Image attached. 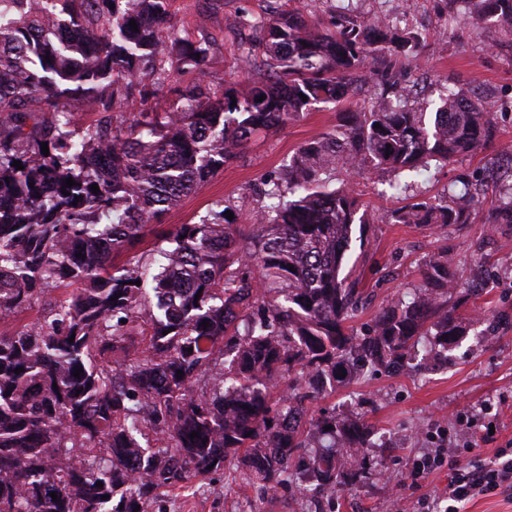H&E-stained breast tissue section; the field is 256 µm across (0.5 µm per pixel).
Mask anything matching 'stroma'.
Segmentation results:
<instances>
[{"label": "stroma", "instance_id": "35a3bbf8", "mask_svg": "<svg viewBox=\"0 0 512 512\" xmlns=\"http://www.w3.org/2000/svg\"><path fill=\"white\" fill-rule=\"evenodd\" d=\"M358 21L378 12L413 28L426 43L416 58L412 78L416 106L438 98L443 82L485 105L496 107V131L476 155L445 166L430 167L414 176L421 197L444 192L463 172L480 179L485 193L495 188L487 168L512 159V38L497 28L475 29L449 24L445 0H356ZM292 9L309 22L325 25L336 13V0H173L179 28L208 41L206 79L211 87L243 82L247 73L242 53L257 40L253 16ZM337 109L323 104L287 125L260 133L241 156L220 169L213 179L150 224L146 245L179 224H197L230 205L239 226L251 230V215L264 203L259 190L264 178L288 163L305 141L332 129ZM389 174L364 173L356 190L372 222L364 248H352L367 303L355 321L365 329L389 303L406 295L420 280L423 263L435 252L447 251L461 281L479 290L467 304L481 312L447 354L413 362L411 371L390 375L366 373L346 386L307 402V413L319 416L337 410L361 417L382 436V447L370 449L373 476L316 500H294L287 492L265 496L234 482L232 469L191 478L163 490L153 512H448L441 491L448 468L486 466L497 449L512 444V224H489L486 211L472 212L467 224L440 230L426 224H397L393 209L399 196H387ZM456 427L458 450L446 455L444 466L429 474L413 472L415 460L430 453L449 429Z\"/></svg>", "mask_w": 512, "mask_h": 512}]
</instances>
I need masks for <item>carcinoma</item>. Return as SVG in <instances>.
<instances>
[{
    "mask_svg": "<svg viewBox=\"0 0 512 512\" xmlns=\"http://www.w3.org/2000/svg\"><path fill=\"white\" fill-rule=\"evenodd\" d=\"M460 2L474 28L512 37V0ZM171 7L0 0V321L51 285L83 284L49 314L0 332V512H148L161 489L224 469L232 451L241 480L265 491L288 476L307 498L357 484L371 472L373 428L334 413L309 422L305 402L364 372L399 374L471 322L445 307L458 283L440 252L409 299L355 330L363 291L345 263L354 226L369 218L351 188L330 180L476 154L492 138L493 109L451 86L432 117L405 106L400 64L420 38L381 16L339 14L323 30L296 12L256 16L244 63L263 76L215 91L206 41L180 36ZM175 73L193 82L159 111L151 100ZM361 77L375 87L371 101L339 113L264 180L269 204L253 232L227 219L226 206L175 227L172 247L115 265L252 136L317 104H343ZM77 102L96 115L85 127ZM476 204L461 178L392 218L467 224ZM486 223L512 224V166Z\"/></svg>",
    "mask_w": 512,
    "mask_h": 512,
    "instance_id": "cac0c4a2",
    "label": "carcinoma"
}]
</instances>
